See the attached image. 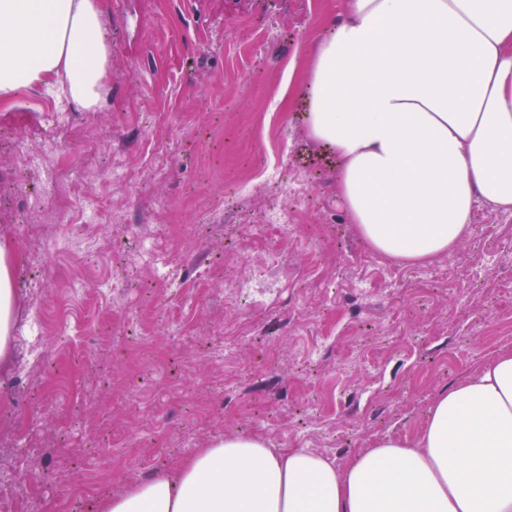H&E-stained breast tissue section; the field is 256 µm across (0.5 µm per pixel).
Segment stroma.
I'll return each instance as SVG.
<instances>
[{
    "label": "stroma",
    "mask_w": 512,
    "mask_h": 512,
    "mask_svg": "<svg viewBox=\"0 0 512 512\" xmlns=\"http://www.w3.org/2000/svg\"><path fill=\"white\" fill-rule=\"evenodd\" d=\"M111 101L87 112L43 89L0 101V244L16 256L15 331L42 414L0 454L32 512H96L200 448L256 436L345 464L417 433L439 392L512 350V215L480 205L454 252L385 274L336 194V160L304 135L299 90L344 0H101ZM68 167L54 199L44 175ZM285 163L281 196L268 173ZM79 181L82 244L56 217ZM288 208L282 243L266 208ZM284 246L288 277L261 306L228 280ZM183 257L181 287L152 267ZM68 293L97 329L33 335L29 290Z\"/></svg>",
    "instance_id": "obj_1"
}]
</instances>
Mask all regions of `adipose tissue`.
I'll return each mask as SVG.
<instances>
[{
  "label": "adipose tissue",
  "instance_id": "obj_1",
  "mask_svg": "<svg viewBox=\"0 0 512 512\" xmlns=\"http://www.w3.org/2000/svg\"><path fill=\"white\" fill-rule=\"evenodd\" d=\"M100 0H0V100L66 84L110 96ZM307 136L339 160L337 192L376 253L448 255L484 200L512 212V0H347L312 52ZM0 245V358L14 329ZM98 512H512V351L442 390L413 439L345 467L234 436L103 499Z\"/></svg>",
  "mask_w": 512,
  "mask_h": 512
}]
</instances>
